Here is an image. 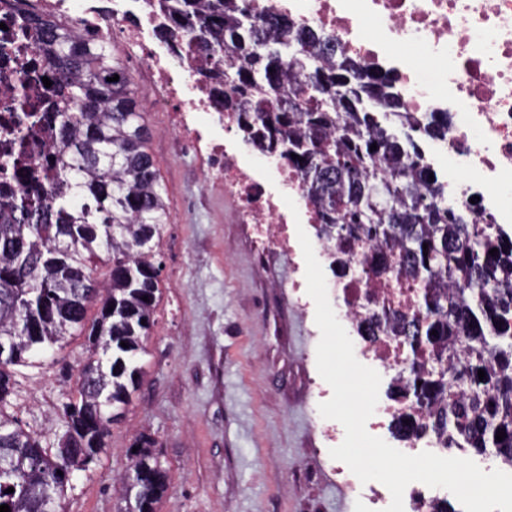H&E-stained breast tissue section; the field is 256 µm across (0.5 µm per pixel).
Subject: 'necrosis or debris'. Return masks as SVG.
Here are the masks:
<instances>
[{"mask_svg":"<svg viewBox=\"0 0 512 512\" xmlns=\"http://www.w3.org/2000/svg\"><path fill=\"white\" fill-rule=\"evenodd\" d=\"M50 15L73 18L78 28L117 33L138 48L174 112V133L186 150L206 155L203 182L215 185L249 225L257 256L278 250L295 254L297 223L317 224L318 210L300 173L253 155L247 143L227 148L222 136L204 138L212 123L225 133L237 128L235 113L214 114L200 86L197 60L184 51L160 57L142 24L146 0H113L101 11L97 0H42ZM254 11H276L297 24L323 29L338 46L371 71H390L402 98V121L412 125L430 111L451 105L448 132L428 144L430 160L448 173V203L470 212L488 234L512 228V0H251ZM36 45L13 9L0 0V193L41 191L19 179L12 157L15 138L25 135L26 163L41 170L52 138L39 128L32 100L49 95ZM277 184L268 191L266 182ZM374 243L356 245L354 277L327 279L330 303L344 328L357 329L367 312L413 310L418 290L409 278L374 277Z\"/></svg>","mask_w":512,"mask_h":512,"instance_id":"obj_1","label":"necrosis or debris"}]
</instances>
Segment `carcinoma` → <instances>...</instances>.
<instances>
[{
	"label": "carcinoma",
	"mask_w": 512,
	"mask_h": 512,
	"mask_svg": "<svg viewBox=\"0 0 512 512\" xmlns=\"http://www.w3.org/2000/svg\"><path fill=\"white\" fill-rule=\"evenodd\" d=\"M16 2L57 99L44 116L55 157L45 158L50 188L36 201L0 202V344L10 350L0 358V505L62 512L64 488L105 450L112 422L143 378L138 355L158 291L153 241L168 211L121 51L105 34L78 33L29 9V0ZM154 7L156 35L173 48L187 45L214 107L237 112L255 148L300 172L321 235L337 234L332 267L340 276L352 271L356 244L379 241L392 252L372 258V273L390 282L400 266L418 283L413 312L370 313L359 327L372 341L412 337L392 398L427 409L428 418L400 419L398 433L434 435L447 448L479 454L491 449L512 462V236L493 239L448 206V183L417 145L399 139L409 131L442 136L448 112L408 128L388 123L401 105L388 74L336 51L324 32L271 25L275 15L254 13L247 0H156ZM298 31L309 33L314 51L288 50ZM101 252L112 258L105 283L89 266ZM444 278L455 282L453 292L441 287ZM76 331L87 337L89 356L77 395L62 407L66 439L51 456L3 407L14 390L11 367ZM425 354L435 363L429 370L420 364ZM128 460L117 512H157L169 485L154 441L136 438Z\"/></svg>",
	"instance_id": "carcinoma-1"
}]
</instances>
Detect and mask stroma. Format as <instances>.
Segmentation results:
<instances>
[{
    "label": "stroma",
    "mask_w": 512,
    "mask_h": 512,
    "mask_svg": "<svg viewBox=\"0 0 512 512\" xmlns=\"http://www.w3.org/2000/svg\"><path fill=\"white\" fill-rule=\"evenodd\" d=\"M122 59L151 129L169 220L143 381L98 461L73 475L64 512H115L114 482L141 434L168 471L158 512H358L318 448V339L287 290L293 262L273 253L256 267L249 227L223 194L202 189L203 160L182 150L173 114L154 105L148 67L128 48ZM87 355L74 335L13 369L9 412L47 450Z\"/></svg>",
    "instance_id": "1"
}]
</instances>
